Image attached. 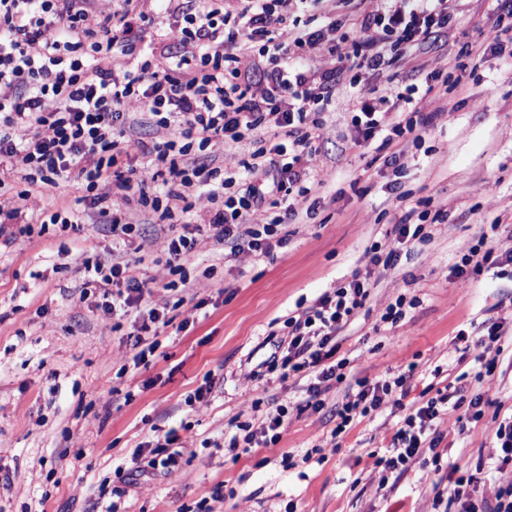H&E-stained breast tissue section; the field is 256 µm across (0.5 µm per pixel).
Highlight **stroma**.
Returning a JSON list of instances; mask_svg holds the SVG:
<instances>
[{
    "label": "stroma",
    "instance_id": "obj_1",
    "mask_svg": "<svg viewBox=\"0 0 512 512\" xmlns=\"http://www.w3.org/2000/svg\"><path fill=\"white\" fill-rule=\"evenodd\" d=\"M145 16L143 43L180 54L170 24L193 0H131ZM447 35L415 50L420 72L401 70L397 90L448 73L443 100L424 140L407 144L397 162L390 150L356 146L360 133L346 105L323 113L311 166L323 179L313 219L282 226L286 247L267 257L228 261L200 241L183 263L207 304L184 329L169 326L146 366L129 370L130 317L106 327L98 296H81L79 252L112 261L108 225L77 228L36 224L31 235H0V512H101L97 491L110 481L118 512H433L436 486L449 466L482 465L481 492L512 476L490 458L500 417L512 414V266L483 271L466 283L450 275L485 224L498 223L492 244L512 252V73L504 55L487 47L492 0H454ZM448 104L437 112L438 103ZM406 201H399V194ZM431 199L447 218L427 225L428 239L402 249L359 314L338 333L337 358L346 380L325 396L321 411L304 408L308 378L280 382L250 370L280 355L279 334L292 312L365 269L374 242L388 243L406 204ZM149 259L140 272L163 280L164 224L143 223ZM409 300L396 323L382 321L389 303ZM507 334L497 365L485 374L455 345L458 331L477 338L488 319ZM415 364L410 400L465 382L488 394L479 421L452 409L435 423L440 464L413 461L401 475L377 467L405 416L387 404L336 433L337 411L354 379L394 377ZM202 401L187 403L201 386ZM287 405L288 429L274 444L232 458L222 443L254 401ZM186 430L175 472L151 470L135 486L113 469L130 463L141 443Z\"/></svg>",
    "mask_w": 512,
    "mask_h": 512
}]
</instances>
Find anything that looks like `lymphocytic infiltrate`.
<instances>
[{"label":"lymphocytic infiltrate","instance_id":"lymphocytic-infiltrate-1","mask_svg":"<svg viewBox=\"0 0 512 512\" xmlns=\"http://www.w3.org/2000/svg\"><path fill=\"white\" fill-rule=\"evenodd\" d=\"M236 14L225 13L221 0H199L195 12L171 26L169 36L184 53H155L134 60L141 19L125 9L98 15L76 0H0V189L15 180L11 164L21 157L28 188L18 199L0 198V224L18 225L30 234L33 214L19 207L30 194H45L69 186L76 201L112 226V238L125 250L140 253L135 243L138 215H153L169 225L164 251L169 271L194 252L199 236L215 249L230 247L231 257H261L284 247L287 236L279 229L312 215L315 197L323 186L308 162L316 151L323 123L310 118L311 108L336 101L341 69L361 68L377 81L368 100L348 99L352 122L363 141L382 138L384 145L419 142L432 122L419 112L418 92L432 94L434 85L394 89L400 69L412 61V49L434 35L447 32L454 20L449 0H373L365 15L346 19L330 13L312 27L293 18L294 0H240ZM130 57L127 69L113 66L116 55ZM255 55L267 58L266 82H241L245 63ZM329 55L336 67L318 69ZM138 108L154 126L167 130V141L140 145L147 162H128L132 147L126 136V106ZM252 144L249 159L228 154L222 168L202 170L193 151H205L213 141ZM272 149H262L264 140ZM160 193H152L154 184ZM208 203L203 221L194 218L196 201ZM428 211L408 208L394 226L395 246L373 243L372 269L355 272L346 284L324 293L299 315L289 317L288 341L272 368L280 381L300 373L313 374L306 389L307 407L320 410L323 397L343 382L331 359L337 332L358 315L378 285L375 266H394L398 245L427 239ZM487 232L460 263L454 278L468 280L483 269L512 264V253L502 256L488 243ZM83 288L97 290L104 320L118 312L136 311L139 321L130 333L133 365L146 362L159 347L170 326L168 299H155V282L141 278L136 265L122 258L104 264L80 256ZM407 369L392 379L357 380L353 399L343 403L342 425L389 403L401 405L413 378ZM488 398L464 396L462 388L438 394L412 405L394 434L387 455L377 466L402 473L440 438L432 428L448 407H466L470 419H479ZM258 421L237 422L229 451L277 443L288 427L283 404L253 402ZM179 440L170 431L135 449L132 467H116L123 482L135 480L138 464L172 469L170 448ZM480 478L466 470L449 477L436 492L435 507L442 512H512V483L491 494H478Z\"/></svg>","mask_w":512,"mask_h":512}]
</instances>
